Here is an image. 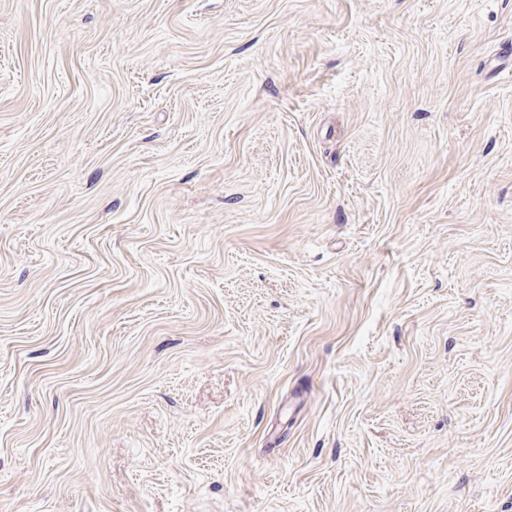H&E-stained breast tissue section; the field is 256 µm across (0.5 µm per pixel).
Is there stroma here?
Returning a JSON list of instances; mask_svg holds the SVG:
<instances>
[{
    "label": "stroma",
    "mask_w": 512,
    "mask_h": 512,
    "mask_svg": "<svg viewBox=\"0 0 512 512\" xmlns=\"http://www.w3.org/2000/svg\"><path fill=\"white\" fill-rule=\"evenodd\" d=\"M512 0H0V512H512Z\"/></svg>",
    "instance_id": "1"
}]
</instances>
